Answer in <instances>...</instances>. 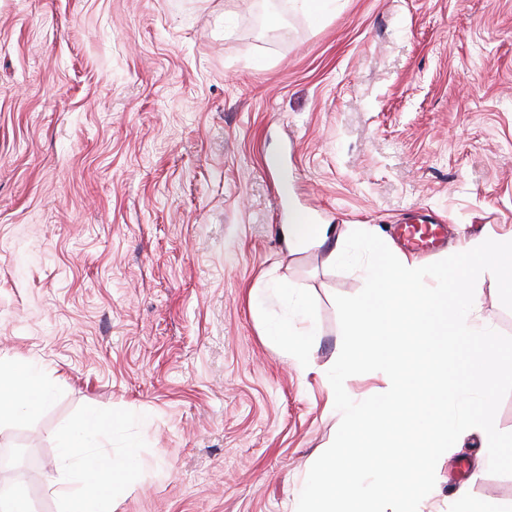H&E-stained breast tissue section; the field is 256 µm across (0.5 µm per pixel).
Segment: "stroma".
Wrapping results in <instances>:
<instances>
[{
	"mask_svg": "<svg viewBox=\"0 0 512 512\" xmlns=\"http://www.w3.org/2000/svg\"><path fill=\"white\" fill-rule=\"evenodd\" d=\"M0 0V358L43 365L48 395L0 424L37 458L28 512H58L60 436L106 422L134 453L112 512H296L341 422L326 375L335 296L364 286L325 247L287 250L289 209L340 236L446 219L428 265L512 238V0ZM295 288L316 328L298 375L267 330ZM476 315L512 336L482 273ZM476 429L421 512H512Z\"/></svg>",
	"mask_w": 512,
	"mask_h": 512,
	"instance_id": "stroma-1",
	"label": "stroma"
}]
</instances>
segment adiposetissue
I'll return each instance as SVG.
<instances>
[{
    "label": "adipose tissue",
    "mask_w": 512,
    "mask_h": 512,
    "mask_svg": "<svg viewBox=\"0 0 512 512\" xmlns=\"http://www.w3.org/2000/svg\"><path fill=\"white\" fill-rule=\"evenodd\" d=\"M334 233L333 225L304 224L296 215L280 227L281 239L291 251L308 244L323 246L331 241ZM273 333L289 346L297 372H308L315 331L304 313L281 320ZM45 394L43 372L36 364L25 359L0 362V423L34 410L43 403ZM126 463L123 457L94 455L84 433L65 438L59 452L62 476L53 488L59 512H112L104 483L111 473L125 468Z\"/></svg>",
    "instance_id": "adipose-tissue-1"
}]
</instances>
